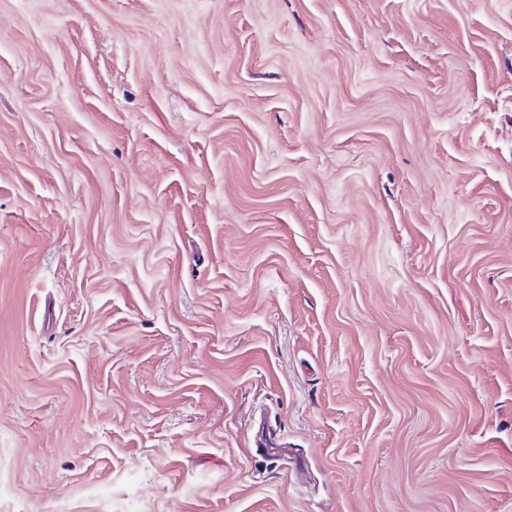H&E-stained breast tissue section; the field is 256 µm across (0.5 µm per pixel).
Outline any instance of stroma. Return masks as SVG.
Listing matches in <instances>:
<instances>
[{
  "mask_svg": "<svg viewBox=\"0 0 512 512\" xmlns=\"http://www.w3.org/2000/svg\"><path fill=\"white\" fill-rule=\"evenodd\" d=\"M0 512H512V0H0Z\"/></svg>",
  "mask_w": 512,
  "mask_h": 512,
  "instance_id": "stroma-1",
  "label": "stroma"
}]
</instances>
